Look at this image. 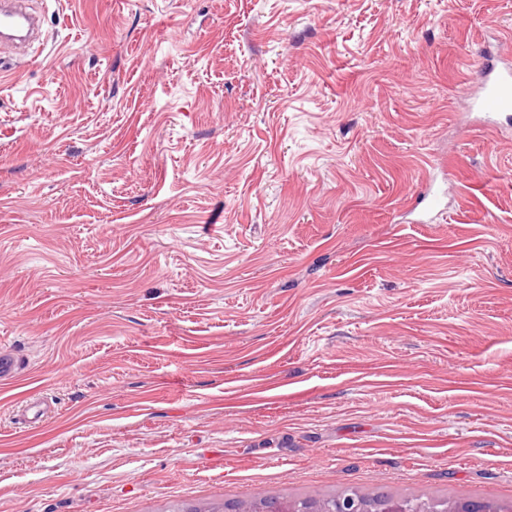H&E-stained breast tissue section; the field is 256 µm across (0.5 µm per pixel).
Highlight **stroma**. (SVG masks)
Instances as JSON below:
<instances>
[{
  "mask_svg": "<svg viewBox=\"0 0 512 512\" xmlns=\"http://www.w3.org/2000/svg\"><path fill=\"white\" fill-rule=\"evenodd\" d=\"M34 5L0 52V512L512 503V125L463 95L512 0ZM346 494H352L357 497H359L366 507L369 509V511L366 512H380L379 507L385 497L382 494L374 493V492H361L358 490H344L335 494H329L324 495L319 498H288V496H282V497H264L261 499L252 500L253 502L250 504H245L244 502H224L222 504H210L206 506H196V505H186L181 506L177 510H174L176 512H224V509H230L233 511L228 512H247L242 511L244 508H259L262 509V511L259 512H282V511H275L278 506H280L282 503L287 501H295V500H312L317 503H330L334 499H336L339 496L346 495ZM414 512H454L458 502L448 499L434 498L425 495L403 498Z\"/></svg>",
  "mask_w": 512,
  "mask_h": 512,
  "instance_id": "1",
  "label": "stroma"
}]
</instances>
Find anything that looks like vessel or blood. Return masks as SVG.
Instances as JSON below:
<instances>
[{
  "mask_svg": "<svg viewBox=\"0 0 512 512\" xmlns=\"http://www.w3.org/2000/svg\"><path fill=\"white\" fill-rule=\"evenodd\" d=\"M21 29L25 36L18 47L38 39L40 22L29 7V0H0V30ZM473 106L481 121L496 123L512 117V60L484 56L475 79Z\"/></svg>",
  "mask_w": 512,
  "mask_h": 512,
  "instance_id": "vessel-or-blood-1",
  "label": "vessel or blood"
}]
</instances>
